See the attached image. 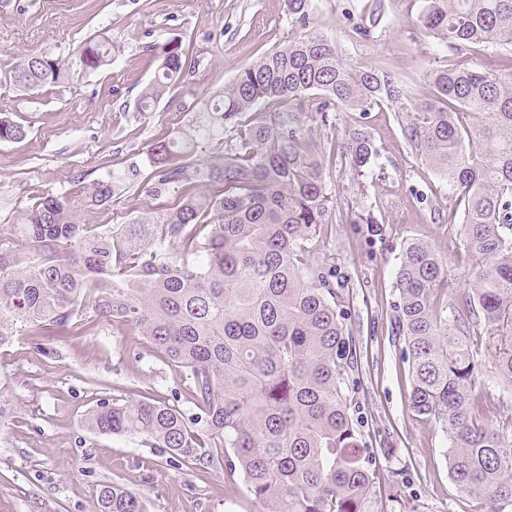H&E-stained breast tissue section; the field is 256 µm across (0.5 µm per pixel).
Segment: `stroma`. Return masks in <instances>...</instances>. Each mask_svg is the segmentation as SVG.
Here are the masks:
<instances>
[{
	"mask_svg": "<svg viewBox=\"0 0 512 512\" xmlns=\"http://www.w3.org/2000/svg\"><path fill=\"white\" fill-rule=\"evenodd\" d=\"M316 27L333 36L358 68L381 66L419 97L444 48L417 23L422 0H312ZM380 8L370 39L353 36L346 13ZM283 0H0V117L28 126L25 140L0 143V224L20 223L39 195H60L109 176L120 188L93 224H124L173 204L155 194L149 150L171 130L189 131L199 109L238 70L288 38ZM112 37L110 66L26 94L8 74L32 52L70 56L81 41ZM180 39L185 78L153 111H137L160 64ZM352 115L320 131L324 167L350 205L372 224H324L313 261L325 263L347 313L357 361L350 413L377 473L371 512H486L448 473L438 424L411 411L412 374L395 328L396 275L406 239L434 244L448 260L449 293L467 288L473 262L448 182L412 152L397 112H371L367 130L380 155L353 176L335 157ZM181 382L150 346L122 325L100 321L92 335L17 337L0 347V512H98V485L138 492L147 512H258L241 476L220 469H175L168 455L132 435L102 436L84 419L99 399H172Z\"/></svg>",
	"mask_w": 512,
	"mask_h": 512,
	"instance_id": "stroma-1",
	"label": "stroma"
}]
</instances>
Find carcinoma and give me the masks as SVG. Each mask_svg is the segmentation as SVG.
I'll return each mask as SVG.
<instances>
[{
	"label": "carcinoma",
	"mask_w": 512,
	"mask_h": 512,
	"mask_svg": "<svg viewBox=\"0 0 512 512\" xmlns=\"http://www.w3.org/2000/svg\"><path fill=\"white\" fill-rule=\"evenodd\" d=\"M288 41L242 67L207 102L195 138L150 149L158 191L178 201L126 224H84L111 202L114 178L47 194L20 224L0 225V345L18 336L86 335L101 320L132 329L175 368L178 404L103 398L86 418L101 435L132 434L175 466L240 474L260 512H370L374 470L345 392L356 352L327 273L310 263L321 224L336 219L313 126L358 115L337 154L361 176L379 156L365 131L377 108L402 112L411 149L448 180L461 236L476 261L470 287L448 298L447 258L407 241L396 288L397 334L412 368L410 408L439 423L448 471L463 493L512 502V419L479 381L489 357L512 391V0H423L419 23L447 52L428 70L433 98L381 67L360 70L313 29L311 0H284ZM381 14L352 31L368 40ZM486 50L484 65L468 55ZM141 91L151 112L182 77L171 40ZM112 42L91 38L67 59L32 53L9 73L27 92L97 71ZM25 126L0 118V142ZM224 155L190 169L195 143ZM200 182L183 191L188 171ZM99 512H145L141 496L105 483Z\"/></svg>",
	"instance_id": "cac0c4a2"
}]
</instances>
